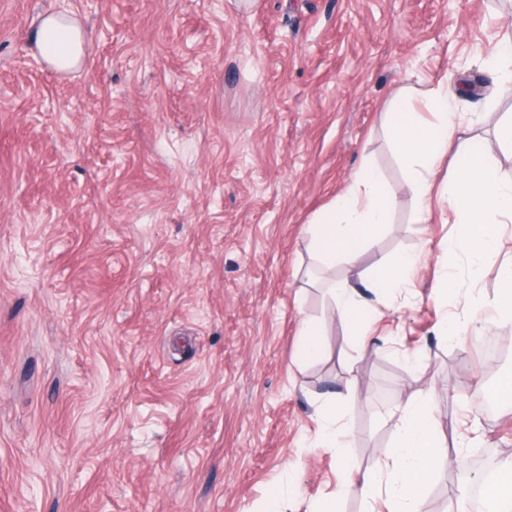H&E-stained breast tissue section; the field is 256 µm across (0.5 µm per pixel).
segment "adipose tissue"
Segmentation results:
<instances>
[{
    "instance_id": "ef3b65f1",
    "label": "adipose tissue",
    "mask_w": 512,
    "mask_h": 512,
    "mask_svg": "<svg viewBox=\"0 0 512 512\" xmlns=\"http://www.w3.org/2000/svg\"><path fill=\"white\" fill-rule=\"evenodd\" d=\"M33 39L42 58L57 71L77 69L83 62L82 33L71 18L45 17ZM455 98L447 83H439L430 98L437 117L431 123L416 112L409 98L397 97L387 121L395 145L411 166L410 187L419 201L429 196L432 177L442 161L452 160L454 176L448 182L446 203L462 232L443 246L440 260L451 268L460 254H467L472 276L477 279L500 252L498 226L502 218L512 219V178L501 176L488 163L483 147L473 138L459 136ZM390 210L391 201L377 169L362 167L348 190L311 225V251L326 264L354 262L379 236ZM414 264V256L406 254L390 264L378 263L363 288L342 282L331 286L334 312L353 335L366 338L371 314L378 312L389 295L401 290ZM399 410L394 442L379 463L380 477L362 476L358 488L365 500L386 499L389 512H413L433 471L441 433L430 397L407 398Z\"/></svg>"
}]
</instances>
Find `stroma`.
<instances>
[{
  "instance_id": "obj_1",
  "label": "stroma",
  "mask_w": 512,
  "mask_h": 512,
  "mask_svg": "<svg viewBox=\"0 0 512 512\" xmlns=\"http://www.w3.org/2000/svg\"><path fill=\"white\" fill-rule=\"evenodd\" d=\"M62 10L85 31L68 73L31 42ZM510 34L512 0H0V512H259L287 481L286 512L336 490L343 512H387L345 466L375 473L384 412L428 393L444 446L418 512H446L476 455L512 467V403L484 408L512 356L470 345L512 337L470 310L498 268L472 281L463 254L444 271L451 166L417 223L385 117L401 92L426 112L448 80L462 130L512 177V94L483 65ZM366 163L390 222L324 266L308 226ZM413 252L358 343L330 285ZM307 319L325 353L302 365ZM335 391L342 457L316 445Z\"/></svg>"
}]
</instances>
